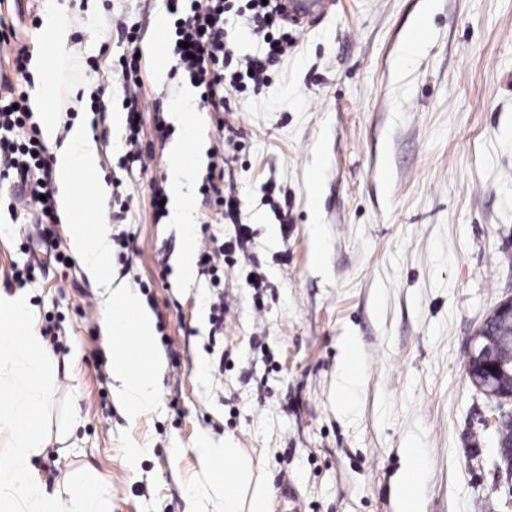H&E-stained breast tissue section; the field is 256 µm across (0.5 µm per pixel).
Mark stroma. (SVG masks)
Returning <instances> with one entry per match:
<instances>
[{
    "instance_id": "obj_1",
    "label": "stroma",
    "mask_w": 512,
    "mask_h": 512,
    "mask_svg": "<svg viewBox=\"0 0 512 512\" xmlns=\"http://www.w3.org/2000/svg\"><path fill=\"white\" fill-rule=\"evenodd\" d=\"M166 0H0V93L42 82L62 106L59 131L86 125L99 170L76 208L106 216L111 274L138 290L166 357L158 406L130 418L116 402L102 334V290L80 262L49 264L18 285L35 233L24 188L0 178V293L24 294L57 346L54 397L73 395L68 436L50 424L35 459L53 492L95 470L112 512H188L200 470L195 448L246 449L271 497L281 481L298 509L402 512L404 450L421 448L420 512H512V468L500 459L504 405L466 376L471 340L512 298V0H341L335 14L293 30L268 85L230 92L226 132L190 103L202 165L224 167L236 219L217 221L192 192L190 226L154 219L152 183L167 184L172 119L191 84L157 71L151 54ZM69 24L68 65L17 73V50L39 56L49 10ZM423 51L405 58L410 29ZM140 36L138 94L148 169L126 160L124 69ZM110 191L98 200L95 186ZM250 225L249 256L180 277L185 234L233 240ZM269 286L255 292L249 273ZM224 296V332L209 305ZM361 374L339 404L347 348Z\"/></svg>"
}]
</instances>
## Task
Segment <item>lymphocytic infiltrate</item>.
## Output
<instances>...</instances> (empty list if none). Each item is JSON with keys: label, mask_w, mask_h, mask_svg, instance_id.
Here are the masks:
<instances>
[{"label": "lymphocytic infiltrate", "mask_w": 512, "mask_h": 512, "mask_svg": "<svg viewBox=\"0 0 512 512\" xmlns=\"http://www.w3.org/2000/svg\"><path fill=\"white\" fill-rule=\"evenodd\" d=\"M169 4L175 17L171 51L191 84L199 88L201 102L215 112L224 109L225 89L241 92L250 85L268 84L272 67L279 64L293 43L287 23L269 0H247L252 30L262 35L267 52L263 58L247 60L239 70L234 68V53L224 41L228 0H191L186 8L180 0H169ZM128 43L131 55L124 68L131 87L126 97L129 117L126 142L135 147L142 132L138 120L137 90L141 86L138 35L130 34ZM27 101L24 92L16 97H0V165L28 186L36 211L50 219L54 216L51 171L43 157L45 146L31 122Z\"/></svg>", "instance_id": "f902f5d3"}]
</instances>
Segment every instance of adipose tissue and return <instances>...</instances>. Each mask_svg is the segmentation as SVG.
<instances>
[{
  "label": "adipose tissue",
  "mask_w": 512,
  "mask_h": 512,
  "mask_svg": "<svg viewBox=\"0 0 512 512\" xmlns=\"http://www.w3.org/2000/svg\"><path fill=\"white\" fill-rule=\"evenodd\" d=\"M46 94L44 85H37L32 105L40 115L46 140L54 146L56 204L72 250L88 276L103 287L102 326L105 343L112 351V389L126 414L136 418L157 406L156 385L165 369L164 356L153 344L154 316L133 289L113 285L109 277L108 225L89 226L75 211L76 186L82 177L98 171L99 150L86 126L77 124L66 135H59L60 114L46 107ZM185 130V141L172 148L169 163L173 216L183 224L189 220L190 203L182 187L200 164L189 147L197 135L194 123L186 122ZM198 457L197 496L203 507L210 512H270V494L263 474L243 449L202 447Z\"/></svg>",
  "instance_id": "adipose-tissue-1"
}]
</instances>
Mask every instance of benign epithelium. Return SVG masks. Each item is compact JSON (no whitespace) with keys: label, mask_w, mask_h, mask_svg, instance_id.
Returning <instances> with one entry per match:
<instances>
[{"label":"benign epithelium","mask_w":512,"mask_h":512,"mask_svg":"<svg viewBox=\"0 0 512 512\" xmlns=\"http://www.w3.org/2000/svg\"><path fill=\"white\" fill-rule=\"evenodd\" d=\"M501 317H512V299L500 303L473 337L466 373L478 390L512 402V338L506 342L488 332L490 324ZM498 453L512 467V433L505 423L500 426Z\"/></svg>","instance_id":"1"}]
</instances>
